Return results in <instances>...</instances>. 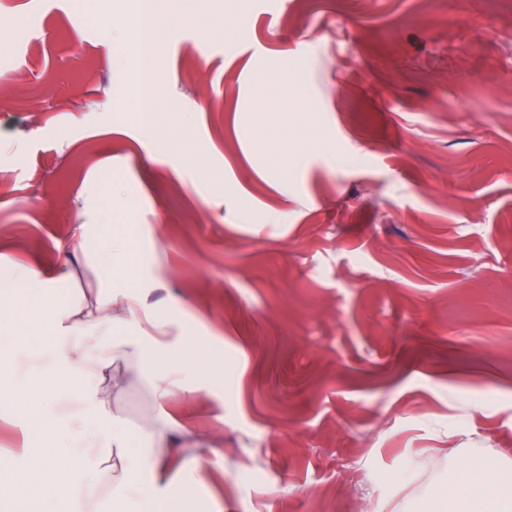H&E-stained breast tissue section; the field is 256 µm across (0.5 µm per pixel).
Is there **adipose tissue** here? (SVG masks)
<instances>
[{
	"label": "adipose tissue",
	"mask_w": 512,
	"mask_h": 512,
	"mask_svg": "<svg viewBox=\"0 0 512 512\" xmlns=\"http://www.w3.org/2000/svg\"><path fill=\"white\" fill-rule=\"evenodd\" d=\"M111 210L75 225L73 237L84 252L96 286L72 291L70 267L46 276L37 265L17 264L0 254V333L12 342L0 348V400L17 403L16 418L26 442L0 448V512H55L36 496L52 483L68 512H149L173 496L181 483L187 512H195L197 468L178 461L183 448H212L213 438L164 408L166 401L199 388L201 376L219 380L213 362L190 361L191 332L176 312L148 303L156 277L126 286V262L138 238L110 231ZM27 288L12 300L15 284ZM141 383L157 409L137 446H130L121 410L131 383ZM52 435L55 450L36 456L27 442ZM85 457L88 469L72 475L71 455ZM173 472L161 483L160 473ZM458 492L439 498L442 512H512V482L489 471L459 470Z\"/></svg>",
	"instance_id": "adipose-tissue-1"
}]
</instances>
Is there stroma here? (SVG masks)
Listing matches in <instances>:
<instances>
[{
	"label": "stroma",
	"mask_w": 512,
	"mask_h": 512,
	"mask_svg": "<svg viewBox=\"0 0 512 512\" xmlns=\"http://www.w3.org/2000/svg\"><path fill=\"white\" fill-rule=\"evenodd\" d=\"M132 2L0 0V254L89 288L61 246L116 205L224 367L168 406L224 440L208 512H430L512 465V0H161L149 142Z\"/></svg>",
	"instance_id": "obj_1"
}]
</instances>
